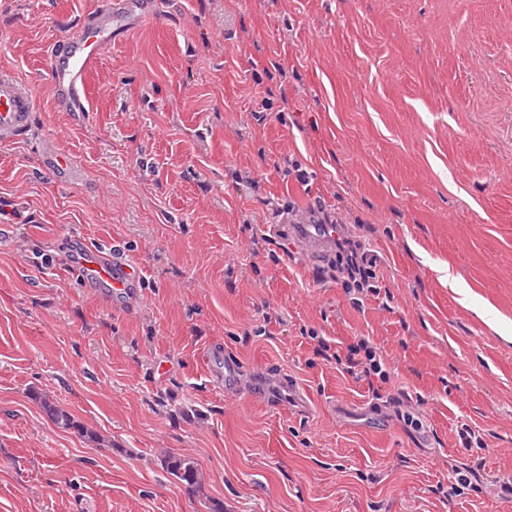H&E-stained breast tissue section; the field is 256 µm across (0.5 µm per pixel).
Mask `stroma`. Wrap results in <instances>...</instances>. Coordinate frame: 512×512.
Returning a JSON list of instances; mask_svg holds the SVG:
<instances>
[{
    "label": "stroma",
    "mask_w": 512,
    "mask_h": 512,
    "mask_svg": "<svg viewBox=\"0 0 512 512\" xmlns=\"http://www.w3.org/2000/svg\"><path fill=\"white\" fill-rule=\"evenodd\" d=\"M95 2L0 0V70L34 99L0 144V512H202L168 450L224 512H512V0H151L90 111H54L48 51ZM318 202L378 256L376 292L272 233ZM84 249L138 270L135 302L85 285ZM362 338L375 395L314 352ZM288 384L303 405L272 406ZM33 399L48 419L63 431H74L78 433L87 443L96 447H108L106 438L96 429L79 421L75 415L58 401L48 395L33 393ZM162 466L174 477L189 498L197 499L203 494L205 476L194 459L170 452L164 456Z\"/></svg>",
    "instance_id": "stroma-1"
}]
</instances>
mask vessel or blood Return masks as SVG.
Listing matches in <instances>:
<instances>
[{
    "label": "vessel or blood",
    "mask_w": 512,
    "mask_h": 512,
    "mask_svg": "<svg viewBox=\"0 0 512 512\" xmlns=\"http://www.w3.org/2000/svg\"><path fill=\"white\" fill-rule=\"evenodd\" d=\"M147 5V0H98L82 24L52 47L49 78L57 111H90V72L103 51L119 39L123 23ZM33 109L34 100L26 87L13 75L1 72L0 143L14 141L27 131ZM273 230L293 235L298 247L309 255L327 249L337 234L336 228L328 224H277ZM74 262L94 286L108 289L115 296L136 298L138 275L130 264L109 259L98 251L76 253Z\"/></svg>",
    "instance_id": "b4317fda"
}]
</instances>
